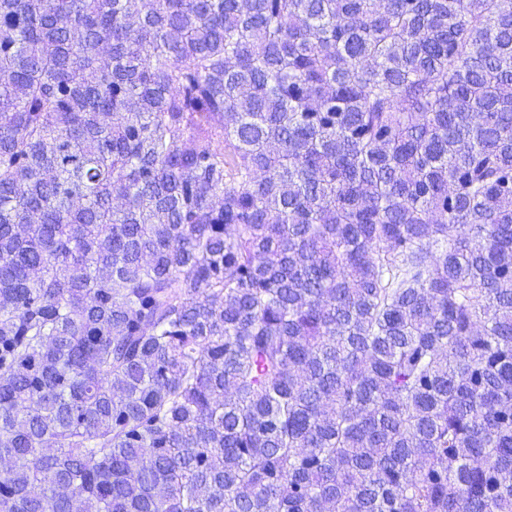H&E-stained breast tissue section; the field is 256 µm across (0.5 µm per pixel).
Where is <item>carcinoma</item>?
Masks as SVG:
<instances>
[{"label": "carcinoma", "instance_id": "cac0c4a2", "mask_svg": "<svg viewBox=\"0 0 512 512\" xmlns=\"http://www.w3.org/2000/svg\"><path fill=\"white\" fill-rule=\"evenodd\" d=\"M0 512H512V0H0Z\"/></svg>", "mask_w": 512, "mask_h": 512}]
</instances>
